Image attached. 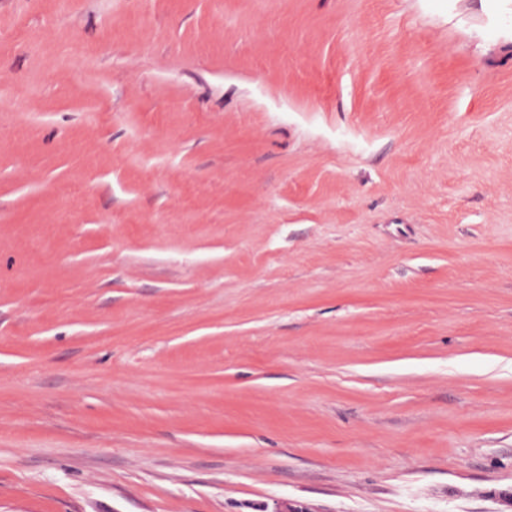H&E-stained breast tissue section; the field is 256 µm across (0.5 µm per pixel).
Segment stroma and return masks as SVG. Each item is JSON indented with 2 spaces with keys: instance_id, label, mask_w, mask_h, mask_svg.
Masks as SVG:
<instances>
[{
  "instance_id": "1",
  "label": "stroma",
  "mask_w": 512,
  "mask_h": 512,
  "mask_svg": "<svg viewBox=\"0 0 512 512\" xmlns=\"http://www.w3.org/2000/svg\"><path fill=\"white\" fill-rule=\"evenodd\" d=\"M0 71V512H512V0H0Z\"/></svg>"
}]
</instances>
